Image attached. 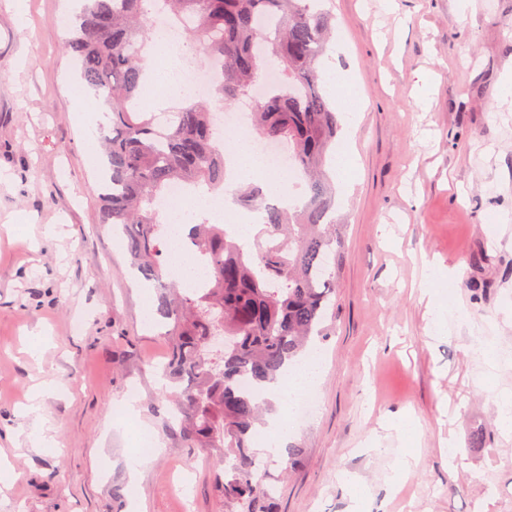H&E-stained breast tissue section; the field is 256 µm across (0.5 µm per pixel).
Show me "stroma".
Instances as JSON below:
<instances>
[{"label":"stroma","instance_id":"35a3bbf8","mask_svg":"<svg viewBox=\"0 0 512 512\" xmlns=\"http://www.w3.org/2000/svg\"><path fill=\"white\" fill-rule=\"evenodd\" d=\"M454 3L326 0L324 69L349 79L355 170L336 183L347 229L335 330L315 345L318 406L289 438L305 458L286 477V457L266 460L279 512H512V434L497 413L512 393V110L499 92L512 0H471L463 17ZM25 8L21 24L15 0H0V512H220L210 454L166 421L155 367L168 346L101 222L88 165L100 102L72 95L79 71L55 23L74 4ZM432 265L450 272L443 334L421 298ZM476 337L494 357L470 351ZM42 380L62 386L42 401L52 448L35 447L23 412ZM406 413L421 425L408 443L383 427ZM136 428L157 452L135 481ZM404 447L417 464L398 486Z\"/></svg>","mask_w":512,"mask_h":512}]
</instances>
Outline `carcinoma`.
<instances>
[{
  "label": "carcinoma",
  "mask_w": 512,
  "mask_h": 512,
  "mask_svg": "<svg viewBox=\"0 0 512 512\" xmlns=\"http://www.w3.org/2000/svg\"><path fill=\"white\" fill-rule=\"evenodd\" d=\"M62 44L96 91L109 117L98 144L104 155L102 223L121 229L133 268L156 288L154 318L170 354L162 378L174 388L172 418L191 448L219 453L214 491L224 512H277V488L266 483L252 449L256 425L271 411L265 385L280 380L314 337L336 292L343 224L330 177L339 124L322 87L323 57L335 17L318 0H161L184 33L216 64L224 99L252 95L265 74L277 81L253 102L252 126L284 149L305 177L300 206L265 205L259 184L238 193L264 207L263 227L248 242L230 238L204 213L189 236L210 267L203 288L166 275L168 243L156 201L170 182L224 190V146L215 114L191 100L169 111L164 126L140 105L150 0H80ZM224 332V352H208Z\"/></svg>",
  "instance_id": "obj_1"
}]
</instances>
